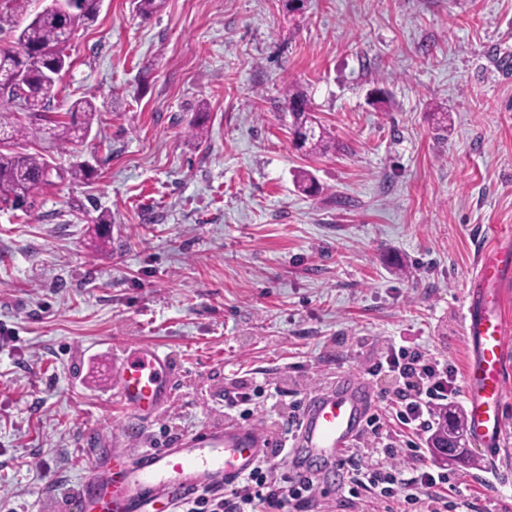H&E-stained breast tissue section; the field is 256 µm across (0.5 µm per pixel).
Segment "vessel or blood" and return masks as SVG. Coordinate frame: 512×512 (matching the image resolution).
I'll return each mask as SVG.
<instances>
[{
    "label": "vessel or blood",
    "instance_id": "vessel-or-blood-1",
    "mask_svg": "<svg viewBox=\"0 0 512 512\" xmlns=\"http://www.w3.org/2000/svg\"><path fill=\"white\" fill-rule=\"evenodd\" d=\"M511 282L512 247L490 244L478 257L467 292L464 393L469 432L491 456L499 453L502 442L507 342L512 339V319L503 314L502 299ZM112 371L116 402L140 420L161 411L176 381L170 356L150 346L126 348ZM376 404L370 385L351 372L310 394L287 454L290 476L314 480L324 492L333 488ZM271 445L268 435L228 422L132 456L105 455L93 447L94 463L75 495L86 512H172L197 490H221L248 475Z\"/></svg>",
    "mask_w": 512,
    "mask_h": 512
}]
</instances>
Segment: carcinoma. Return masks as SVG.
<instances>
[{
    "instance_id": "obj_1",
    "label": "carcinoma",
    "mask_w": 512,
    "mask_h": 512,
    "mask_svg": "<svg viewBox=\"0 0 512 512\" xmlns=\"http://www.w3.org/2000/svg\"><path fill=\"white\" fill-rule=\"evenodd\" d=\"M72 12L62 16L55 11L38 13L19 33L17 47L0 49V97L7 96L19 103L28 115L43 117V107L56 96V82L47 73L66 65L62 47L70 34L65 28L78 23L94 22L98 11L97 0H73ZM288 111L292 117L297 147L308 154H323L330 148L326 136L313 116L308 113L302 93H288ZM97 107L88 99L80 98L70 103L68 114L71 122H56L55 139L69 144L75 138L76 126L89 130ZM23 127L12 112L0 111V134L15 137ZM54 168L41 155L16 154L0 151V200L13 199L24 204L34 191L50 182ZM446 425L440 427L432 439V447L439 450L443 439L455 447L464 438V423L456 411L445 413Z\"/></svg>"
}]
</instances>
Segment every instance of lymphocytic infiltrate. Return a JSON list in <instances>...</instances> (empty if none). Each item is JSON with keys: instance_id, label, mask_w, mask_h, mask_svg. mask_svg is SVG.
Here are the masks:
<instances>
[{"instance_id": "f902f5d3", "label": "lymphocytic infiltrate", "mask_w": 512, "mask_h": 512, "mask_svg": "<svg viewBox=\"0 0 512 512\" xmlns=\"http://www.w3.org/2000/svg\"><path fill=\"white\" fill-rule=\"evenodd\" d=\"M397 379L399 422L413 438L393 445L379 415H372L348 455L347 496L352 512H459L460 502L448 499L439 488L451 479L447 469L426 466L405 471L400 463L420 457L417 435L432 430L435 410L457 391L456 372L447 363L417 349L399 347L385 358ZM317 498L310 480L290 482L278 475L269 461L225 490L205 488L180 502V512H308Z\"/></svg>"}]
</instances>
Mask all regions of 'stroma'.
<instances>
[{
	"instance_id": "1",
	"label": "stroma",
	"mask_w": 512,
	"mask_h": 512,
	"mask_svg": "<svg viewBox=\"0 0 512 512\" xmlns=\"http://www.w3.org/2000/svg\"><path fill=\"white\" fill-rule=\"evenodd\" d=\"M66 53L46 120L0 144L61 173L0 202V512H79L90 431L160 448L240 390L275 432L340 373L394 392L392 345L463 368L476 255L512 239V0H102ZM292 88L327 155L294 147ZM78 98L92 129L58 145ZM140 343L177 371L148 421L113 398ZM450 471L470 512H512V402L500 454Z\"/></svg>"
}]
</instances>
